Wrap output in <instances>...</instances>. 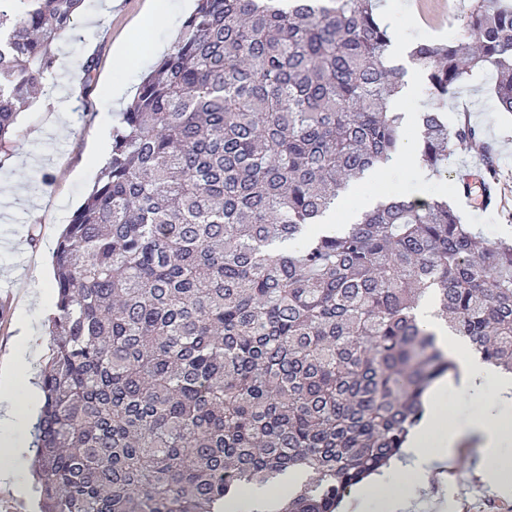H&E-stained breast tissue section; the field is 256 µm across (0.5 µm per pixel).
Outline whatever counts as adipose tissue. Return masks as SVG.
<instances>
[{
	"label": "adipose tissue",
	"instance_id": "obj_1",
	"mask_svg": "<svg viewBox=\"0 0 512 512\" xmlns=\"http://www.w3.org/2000/svg\"><path fill=\"white\" fill-rule=\"evenodd\" d=\"M389 174L419 182L426 176L415 166L408 170L393 162L376 166L340 192L329 223L352 222L371 208L374 197L369 186ZM415 315L420 325L434 333L437 344L457 359L459 377H441L431 384L424 416L413 428L402 459L394 461L392 476L369 478L356 495L345 498L341 512H415L416 502L430 479L449 469L456 446L469 435L481 440L479 473L493 475L502 490L512 489V375L482 361L465 338L451 335L436 319L431 300H422ZM452 392L468 397L474 406L469 420L461 426L448 418L447 400ZM41 394L40 386L30 375L26 352H18L0 365V486L19 496L27 492L20 465L38 416ZM306 478L304 470L292 468L263 488L242 484L225 504V512H258L262 502L293 494Z\"/></svg>",
	"mask_w": 512,
	"mask_h": 512
}]
</instances>
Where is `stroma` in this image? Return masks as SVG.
Listing matches in <instances>:
<instances>
[{
  "label": "stroma",
  "instance_id": "obj_1",
  "mask_svg": "<svg viewBox=\"0 0 512 512\" xmlns=\"http://www.w3.org/2000/svg\"><path fill=\"white\" fill-rule=\"evenodd\" d=\"M404 10L391 30L394 62L407 65V53L419 41L444 39L458 32L468 0H453L441 28L424 24L415 13L413 0H399ZM171 16L164 25H144L140 19L147 0H86L74 30L57 42L58 74L47 93L56 96L68 116L66 133H59L51 111L29 106L22 112L14 134L15 143L0 159V358L17 348L18 324H28L30 346L36 365L49 354L45 318L54 311V286L45 290L43 306L27 304L38 282V274L52 270V251L64 224L83 203L98 181L104 158L112 150V132L119 126L121 112L112 106L113 55L118 44L137 39L142 59L126 75L138 86L156 61L152 44L172 45L182 34L188 12L184 0H172ZM94 58L92 84H85L83 64ZM81 86L78 99H70V86ZM494 77L482 72L465 90L437 103L426 90L425 76H418L415 96L422 109L439 108L449 125L466 121L480 130L493 151L496 169V202L486 208L459 198L458 174L465 169L479 172L484 161L468 144L457 145L441 174L429 176L423 187L402 184L395 195L426 199L441 195L454 199L466 223L479 228L485 242L512 241V115L497 111L492 88ZM24 194L14 195L15 186ZM477 446L458 448L451 469L446 505H438L436 489L422 493L417 512H512V494L499 493L476 471Z\"/></svg>",
  "mask_w": 512,
  "mask_h": 512
}]
</instances>
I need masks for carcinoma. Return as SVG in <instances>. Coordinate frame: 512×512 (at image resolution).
Here are the masks:
<instances>
[{"label":"carcinoma","mask_w":512,"mask_h":512,"mask_svg":"<svg viewBox=\"0 0 512 512\" xmlns=\"http://www.w3.org/2000/svg\"><path fill=\"white\" fill-rule=\"evenodd\" d=\"M85 0H0V150L56 78ZM372 0H196L145 76L112 155L53 251L57 301L33 427L41 512H214L303 465L270 512H336L397 457L457 366L414 314L512 372V242L481 246L448 200H379L338 230L339 192L389 162L404 69ZM433 98L476 70L512 114V0L409 52ZM422 165L468 122L421 113Z\"/></svg>","instance_id":"cac0c4a2"}]
</instances>
